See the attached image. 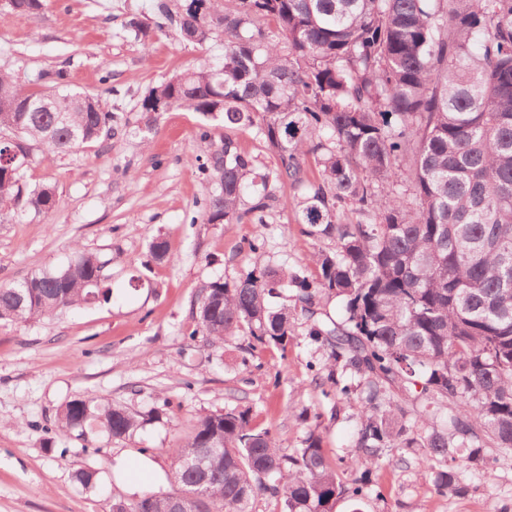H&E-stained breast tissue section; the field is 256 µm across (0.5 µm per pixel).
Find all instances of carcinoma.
Returning <instances> with one entry per match:
<instances>
[{
  "label": "carcinoma",
  "instance_id": "obj_1",
  "mask_svg": "<svg viewBox=\"0 0 512 512\" xmlns=\"http://www.w3.org/2000/svg\"><path fill=\"white\" fill-rule=\"evenodd\" d=\"M189 0L165 23L204 45L224 38V61L204 63L149 90L145 126L184 108L218 120L224 146L202 163L214 183L207 224L263 222L275 205L318 251L311 274L255 266L233 282L219 277L199 292L196 329L213 343L242 334L282 349L293 336L288 289L308 322L310 343L332 363L319 382L357 397L354 452L331 464L322 439L281 452L249 410L228 407L197 419L173 449L174 479L196 480L185 463L217 437L209 482L189 512H252L262 493L281 512H333L375 491L372 468L394 448H419L416 464L441 494L465 491L464 473L512 455V0ZM42 0H13L35 15ZM25 90L0 73V160L34 150L69 152L112 137L114 113L71 88L63 69ZM254 128L277 157L255 171L232 138ZM311 156L315 169L306 164ZM0 163V222L57 206L49 186L28 187L26 169ZM413 206L394 192L402 174ZM294 191L291 201L270 184ZM329 240L334 246L323 248ZM112 259L76 252L67 265L0 286V322L28 321L87 304L108 280ZM339 299L344 319L320 308ZM419 391V403L404 406ZM451 414L443 423L440 410ZM154 412L141 414L96 397L67 402L58 429L84 441L128 440ZM361 466L344 478L349 462ZM173 494L114 501L108 512H171Z\"/></svg>",
  "mask_w": 512,
  "mask_h": 512
}]
</instances>
